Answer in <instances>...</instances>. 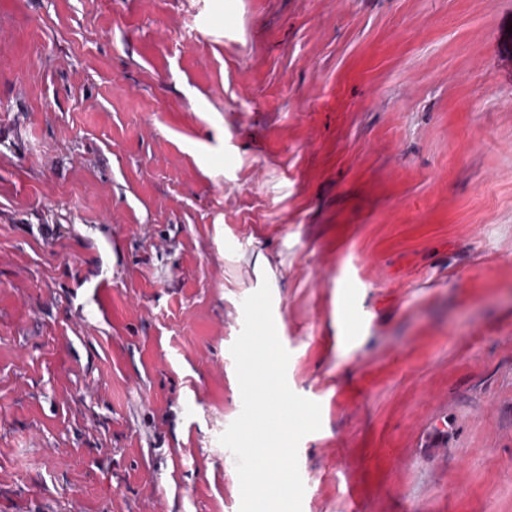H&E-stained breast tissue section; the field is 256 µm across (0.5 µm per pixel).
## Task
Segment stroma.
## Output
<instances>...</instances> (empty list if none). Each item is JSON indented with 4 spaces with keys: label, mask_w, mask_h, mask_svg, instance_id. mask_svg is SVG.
I'll use <instances>...</instances> for the list:
<instances>
[{
    "label": "stroma",
    "mask_w": 512,
    "mask_h": 512,
    "mask_svg": "<svg viewBox=\"0 0 512 512\" xmlns=\"http://www.w3.org/2000/svg\"><path fill=\"white\" fill-rule=\"evenodd\" d=\"M265 281L302 512H512V0H0V512H239Z\"/></svg>",
    "instance_id": "1"
}]
</instances>
